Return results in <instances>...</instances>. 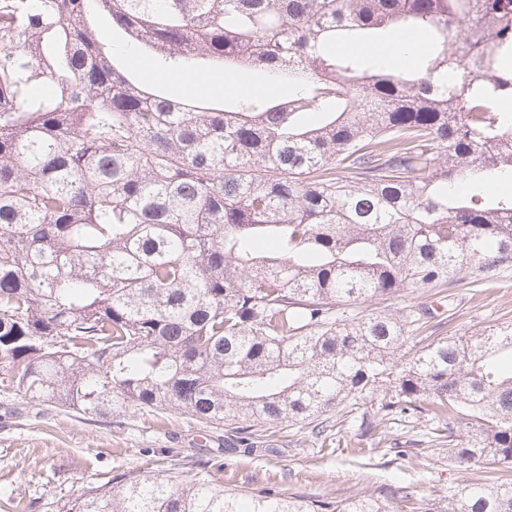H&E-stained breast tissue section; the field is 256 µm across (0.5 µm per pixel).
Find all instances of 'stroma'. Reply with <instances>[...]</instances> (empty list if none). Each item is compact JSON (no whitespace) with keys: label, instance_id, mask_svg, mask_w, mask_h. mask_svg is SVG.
Here are the masks:
<instances>
[{"label":"stroma","instance_id":"1","mask_svg":"<svg viewBox=\"0 0 512 512\" xmlns=\"http://www.w3.org/2000/svg\"><path fill=\"white\" fill-rule=\"evenodd\" d=\"M451 292L449 304L430 292L421 296L433 309L431 335L512 321V265L496 283L475 288L461 281ZM430 426L426 416L399 418L387 443L377 446L351 425L324 443L293 425L284 429L287 446L227 453L224 445L238 441L228 427L212 432L173 412L131 413L115 427L0 388V512H56L89 487L124 474H162L175 463L185 479L223 485L243 505L269 488L283 497L343 501L401 482L433 499L451 486L480 481V466L449 463L445 452L429 445Z\"/></svg>","mask_w":512,"mask_h":512}]
</instances>
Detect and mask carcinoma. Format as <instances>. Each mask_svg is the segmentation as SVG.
I'll return each instance as SVG.
<instances>
[{"label":"carcinoma","instance_id":"carcinoma-1","mask_svg":"<svg viewBox=\"0 0 512 512\" xmlns=\"http://www.w3.org/2000/svg\"><path fill=\"white\" fill-rule=\"evenodd\" d=\"M105 11L152 68L288 82L181 101L115 65ZM479 14L483 23L470 24ZM396 70L362 46L385 35ZM50 86L53 93L40 89ZM512 0H0V369L32 399L360 436L430 417L482 483L335 502L272 489L247 512H512V323L422 336V303L512 261ZM338 416H333V413ZM456 418L472 428L461 437ZM57 512H242L224 487L117 477Z\"/></svg>","mask_w":512,"mask_h":512}]
</instances>
